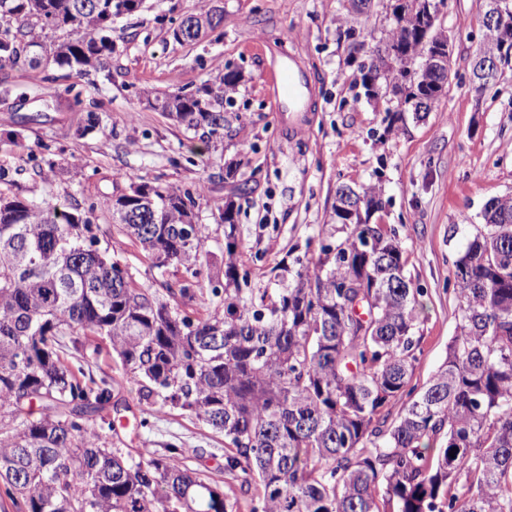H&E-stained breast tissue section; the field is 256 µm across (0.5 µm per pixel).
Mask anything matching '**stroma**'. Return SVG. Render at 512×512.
<instances>
[{
	"label": "stroma",
	"instance_id": "stroma-1",
	"mask_svg": "<svg viewBox=\"0 0 512 512\" xmlns=\"http://www.w3.org/2000/svg\"><path fill=\"white\" fill-rule=\"evenodd\" d=\"M197 2L147 0L144 11L116 19L110 72L0 68V167L11 172L13 192L68 208L88 206L104 193L120 195L142 178L184 188L205 183L195 213L207 227L206 251L222 259L224 226L216 207L233 200L241 261L263 285L273 267L304 256L307 241L329 229L337 187L379 184L386 207L372 220L395 230L405 273L424 290V339L412 378L423 385L456 334L453 261L487 201L512 193V72L481 94L470 80L482 39L478 0L442 6L437 27L453 40L447 93L423 120L406 119L391 135L386 128L397 98H362L343 33L352 27L367 48L381 45L396 0L363 15L353 14L348 0H209L220 10V25L199 41L176 43L172 28ZM260 39L263 54L246 51ZM288 54L314 89L296 126L274 112L267 86L273 63ZM220 65L241 76L224 105L223 138L210 141L186 129L143 95L147 89L161 98L195 92ZM69 85L81 92L85 108L63 94ZM74 157L82 167H70ZM49 159L60 167L50 185L35 174ZM241 180L248 181V194H236ZM96 225L101 246L127 265L137 285L163 297L166 284L183 279L175 268L158 276L111 215H100ZM90 372L117 383L106 413L127 447L146 456L168 443L184 448L186 465L236 502V512H250L251 493L224 469L223 435L176 410L148 412L136 382L109 355Z\"/></svg>",
	"mask_w": 512,
	"mask_h": 512
}]
</instances>
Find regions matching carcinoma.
Wrapping results in <instances>:
<instances>
[{
  "label": "carcinoma",
  "instance_id": "1",
  "mask_svg": "<svg viewBox=\"0 0 512 512\" xmlns=\"http://www.w3.org/2000/svg\"><path fill=\"white\" fill-rule=\"evenodd\" d=\"M144 2L0 0V67L104 70L113 18ZM421 6L399 4L386 40L435 35L417 25ZM211 12L199 0L174 41L218 27ZM36 27L62 36L48 48ZM238 80L221 71L214 88L155 102L221 137L224 95ZM433 92L409 83L400 103L417 108ZM204 191L143 180L70 213L0 190V492L16 512H234L177 446L148 459L108 446L101 411L112 383L81 380L57 353L62 339L79 349L90 336L108 343L148 408L178 409L224 435V470L255 491L251 512H512V194L486 203L454 261L458 334L418 387L424 289L404 274L395 230L367 223L382 209L377 187L339 186L334 233L317 256L276 267L273 288L251 287L235 205L224 202V275L209 280L215 307L201 315L136 286L93 223L112 213L159 276L183 268L187 278L166 291L190 302L206 261V227L194 221Z\"/></svg>",
  "mask_w": 512,
  "mask_h": 512
}]
</instances>
